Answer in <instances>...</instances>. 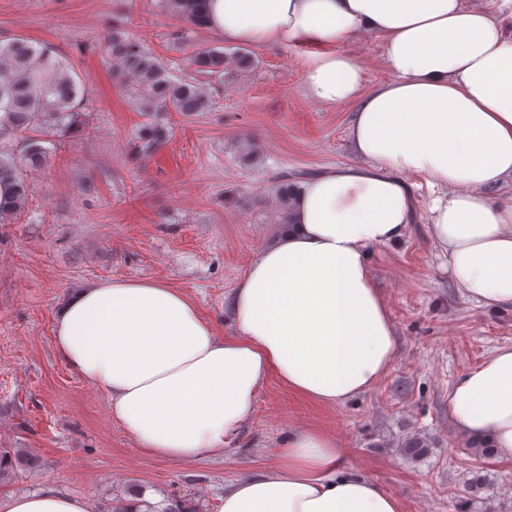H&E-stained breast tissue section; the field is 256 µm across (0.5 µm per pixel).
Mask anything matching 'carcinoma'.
Listing matches in <instances>:
<instances>
[{"mask_svg":"<svg viewBox=\"0 0 512 512\" xmlns=\"http://www.w3.org/2000/svg\"><path fill=\"white\" fill-rule=\"evenodd\" d=\"M172 11L192 26L200 25L199 0H166ZM106 51L118 59L120 77L130 79L139 112L144 117L137 135L140 152H155L169 138L170 131L158 115L179 112L192 116L210 106L207 90L194 82L173 78L164 59L140 43L115 31ZM234 60L241 69L254 64L253 57L238 51L228 57L224 49L205 47L197 51L191 64L201 73L224 78L225 66ZM83 84L70 68L49 52L35 48L23 38L0 44V140L16 141L17 154L0 151V185L14 184L19 193L10 208L0 207V217L13 215L25 207L28 172L47 162L45 143L51 137H72L82 128ZM298 182L281 177L274 191L277 198V223H289L290 210ZM468 448L476 456L491 458L499 449L486 439H473Z\"/></svg>","mask_w":512,"mask_h":512,"instance_id":"cac0c4a2","label":"carcinoma"}]
</instances>
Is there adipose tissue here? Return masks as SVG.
I'll return each mask as SVG.
<instances>
[{
    "mask_svg": "<svg viewBox=\"0 0 512 512\" xmlns=\"http://www.w3.org/2000/svg\"><path fill=\"white\" fill-rule=\"evenodd\" d=\"M204 26L242 44L305 45L309 95L356 102L358 161L301 182L290 223L248 265L220 336L184 294L156 280L103 282L56 311L58 359L103 391L140 448L171 461L222 456L270 379L336 406L370 390L396 336L368 250L398 242L415 217L412 177L436 194L433 241L463 296L512 307V34L473 0H205ZM382 40L393 73L364 89L346 46ZM461 433L512 454V346L465 373L448 396ZM340 442L295 429L276 465L237 481L220 512H405L344 462ZM0 512H89L48 486Z\"/></svg>",
    "mask_w": 512,
    "mask_h": 512,
    "instance_id": "obj_1",
    "label": "adipose tissue"
}]
</instances>
